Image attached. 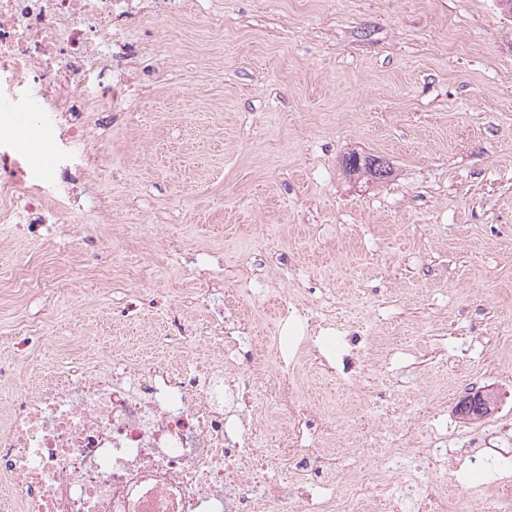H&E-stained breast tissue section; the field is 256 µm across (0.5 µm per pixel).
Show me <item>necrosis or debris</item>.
Returning a JSON list of instances; mask_svg holds the SVG:
<instances>
[{"instance_id": "1", "label": "necrosis or debris", "mask_w": 512, "mask_h": 512, "mask_svg": "<svg viewBox=\"0 0 512 512\" xmlns=\"http://www.w3.org/2000/svg\"><path fill=\"white\" fill-rule=\"evenodd\" d=\"M183 0H0V107L8 112L74 111L93 79L98 97L123 109L135 56L113 25L158 11L182 15ZM14 171L0 183L9 211L42 213L46 194ZM234 285L224 304L269 282L267 302L288 315L284 336H242L234 318L209 335L173 317L152 350L112 358L68 357L25 377L0 366V505L9 512H512V485L473 499L463 485L438 480L454 451L469 443L466 466L484 464L485 432L506 435L496 413L479 422L440 419L407 426L380 464L367 461L370 432L338 451L324 407L301 396L312 378L339 379L347 396L361 386L370 339L338 323L331 287L282 288L275 272L215 257ZM334 329V358L308 350L314 322ZM307 348L304 364L272 370L266 351ZM278 430L274 449L260 447Z\"/></svg>"}]
</instances>
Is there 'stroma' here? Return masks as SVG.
<instances>
[{
    "mask_svg": "<svg viewBox=\"0 0 512 512\" xmlns=\"http://www.w3.org/2000/svg\"><path fill=\"white\" fill-rule=\"evenodd\" d=\"M126 109L88 95L82 213L0 222V353H80L162 333L224 288L210 253L268 238L283 282L335 288L392 353L363 384L401 423L461 419L459 365L512 376V13L498 0H184L123 29ZM34 150L0 155L41 168ZM392 169L345 172L350 153ZM95 300L86 310L85 300Z\"/></svg>",
    "mask_w": 512,
    "mask_h": 512,
    "instance_id": "35a3bbf8",
    "label": "stroma"
}]
</instances>
